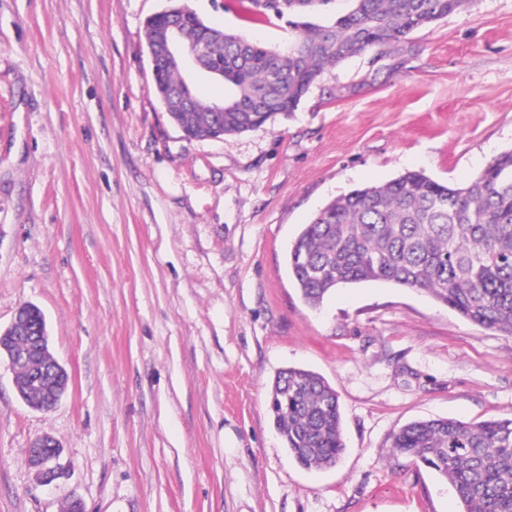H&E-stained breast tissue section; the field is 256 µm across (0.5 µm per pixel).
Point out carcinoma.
Segmentation results:
<instances>
[{
    "mask_svg": "<svg viewBox=\"0 0 512 512\" xmlns=\"http://www.w3.org/2000/svg\"><path fill=\"white\" fill-rule=\"evenodd\" d=\"M256 17H293L288 48L253 42L188 18L185 41L207 37L209 63L224 65L229 94L196 99L171 120L188 140L261 128L298 108L325 69L367 51L381 57L415 31L457 10L462 0H350L334 24L308 15L331 0H240ZM288 273L310 307L342 285L384 281L430 294L472 323L512 336V149L469 184L446 185L408 171L327 203L288 250ZM273 422L288 454L305 468L336 464L345 442L336 391L318 373L277 375ZM390 447L434 470L456 490L461 512H512V418L467 423L414 421Z\"/></svg>",
    "mask_w": 512,
    "mask_h": 512,
    "instance_id": "1",
    "label": "carcinoma"
}]
</instances>
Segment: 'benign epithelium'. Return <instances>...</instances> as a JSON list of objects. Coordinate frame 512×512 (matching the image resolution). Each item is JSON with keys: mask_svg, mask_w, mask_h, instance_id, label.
Wrapping results in <instances>:
<instances>
[{"mask_svg": "<svg viewBox=\"0 0 512 512\" xmlns=\"http://www.w3.org/2000/svg\"><path fill=\"white\" fill-rule=\"evenodd\" d=\"M191 13L193 10L184 6L172 7L170 13L145 22V38L151 62L177 61L190 71L205 70L202 64V59L207 54L205 39H200L195 45L184 42L183 19ZM0 334L26 341V347L21 351L10 350L1 344L0 351H4L13 371H19L22 366L27 368L29 383L42 388L44 402L40 409L54 408L66 393L70 376L56 359L41 358L47 345L45 325L30 329L24 310L20 308L10 325ZM60 453L59 444L51 436H41L30 444L26 452V462L34 469L41 483L50 484L63 475V470L57 463Z\"/></svg>", "mask_w": 512, "mask_h": 512, "instance_id": "benign-epithelium-1", "label": "benign epithelium"}]
</instances>
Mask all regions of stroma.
I'll return each mask as SVG.
<instances>
[{
    "label": "stroma",
    "instance_id": "1",
    "mask_svg": "<svg viewBox=\"0 0 512 512\" xmlns=\"http://www.w3.org/2000/svg\"><path fill=\"white\" fill-rule=\"evenodd\" d=\"M166 5L0 0V328L38 306L71 376L44 412L0 361V512H460L389 436L512 418V336L384 282L310 309L286 255L352 189L408 171L461 186L512 148V0H464L400 56L325 70L295 112L192 141L154 92L144 22ZM190 5L271 46L292 35ZM288 367L338 395L334 467H301L273 425ZM43 435L70 468L50 486L25 459Z\"/></svg>",
    "mask_w": 512,
    "mask_h": 512
}]
</instances>
